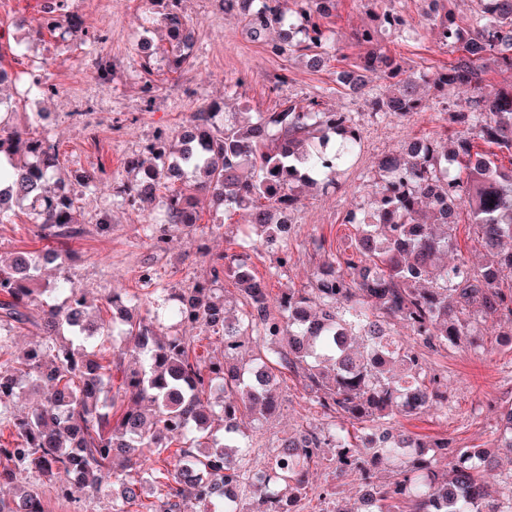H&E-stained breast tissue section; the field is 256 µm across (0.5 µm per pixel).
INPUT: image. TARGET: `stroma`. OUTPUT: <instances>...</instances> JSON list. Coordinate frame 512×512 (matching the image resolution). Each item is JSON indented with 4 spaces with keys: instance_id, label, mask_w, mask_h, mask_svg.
Wrapping results in <instances>:
<instances>
[{
    "instance_id": "stroma-1",
    "label": "stroma",
    "mask_w": 512,
    "mask_h": 512,
    "mask_svg": "<svg viewBox=\"0 0 512 512\" xmlns=\"http://www.w3.org/2000/svg\"><path fill=\"white\" fill-rule=\"evenodd\" d=\"M42 0H0V64L16 70L11 50L23 45L28 58L41 62L43 72L59 87L58 100H27L20 90L7 88L16 103L19 122L29 121L36 112L58 113V125L52 132L65 159L67 169L81 173L103 169L104 179L83 201L85 220L95 223L107 215L112 231L102 236L90 233L69 243L68 272L94 300L98 321L107 323L111 312L106 304L113 290L141 293L139 275L151 269L160 288H190L209 273L212 256L237 252L246 217L234 213L225 217L209 199L198 197L199 220L193 229L170 228L164 249L153 248L146 238L142 214L127 207L122 189L127 181L126 162L140 153L157 128L177 133L191 112L211 103L222 111L251 109L263 112L279 102L317 98L329 108L353 113L363 136L360 154L336 179L338 192L304 194L293 214L294 231L288 240V263L280 265L277 253L257 248L249 253L253 273L267 285L270 299L281 289L308 288L313 274L323 261L315 241L325 249L340 251L351 243L353 225L347 214L357 206L369 205L375 191L377 162L395 152L411 137L439 138L446 122L439 107L405 118L372 113L371 94L384 92L386 84L377 80L370 95L349 93L336 82V73L357 61L360 50L350 40L352 28L369 20L373 0H340L333 19L336 41L326 65L311 71L298 59L272 55L267 46L252 41L240 16L223 12L214 0H182V8L193 23L194 63L172 73L167 61H158L152 76H145L136 64L135 44L147 6L144 0H74L83 21L104 13L106 24L96 29L103 42L97 56L87 47L71 43L60 50L54 41L43 44L25 42L22 20L37 17ZM409 23L418 29L414 41L391 39L388 53L400 60L408 74L432 66L447 64L449 48L442 46L423 15L421 0H395ZM112 68L111 80L100 84L96 59ZM152 81V101H145L142 87ZM26 215L13 223L0 224V256L44 248L34 236ZM512 323L488 319L479 321V346L441 348L425 351L424 368L444 379L448 385V405L440 410L401 419L399 427L409 434L448 437L459 448L487 444L497 427L495 406L512 402V348L503 346L502 335ZM282 406L275 417L253 432L260 456H269L271 448L302 426L314 422L313 407L294 373L284 372ZM327 484L335 485L341 499H355L358 483L353 478H336L325 466L312 468L307 493L300 505L303 512H324L326 505L318 497Z\"/></svg>"
}]
</instances>
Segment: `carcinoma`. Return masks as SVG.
Returning a JSON list of instances; mask_svg holds the SVG:
<instances>
[{"label":"carcinoma","instance_id":"1","mask_svg":"<svg viewBox=\"0 0 512 512\" xmlns=\"http://www.w3.org/2000/svg\"><path fill=\"white\" fill-rule=\"evenodd\" d=\"M147 15L148 35L166 32L170 70L192 64L193 32L182 0ZM238 9L255 40L274 27L278 55L296 54L317 68L335 41L329 26L340 0H256ZM429 19L439 42L457 53L448 64L404 75L383 42L415 40L418 32L394 7L372 14L353 40L364 48L359 61L339 73V83L358 93L374 80L389 82L371 99L373 113L407 116L430 107L432 88L447 106L451 139L418 140L378 164L373 206L356 223L357 233L339 255L314 272L312 287L285 288L271 311L267 288L249 271L247 254L219 255L209 277L192 288H155L144 296L112 292L109 305L120 324L95 322L96 334L75 325L89 321V299L67 271L69 252L22 251L0 258V330L32 327L41 340L19 354L0 333V424L14 431L0 444V512L42 506L37 485L15 484L23 475L55 479L68 496L78 482L88 498L112 489V512H244L254 497L261 512H297L310 469L323 462L339 477L353 476L370 493L367 512H512V486L492 498L486 476L500 455L512 459V403L500 410L493 449L457 448L447 438L426 440L397 433L399 419L448 405V386L426 372L415 345L398 342L390 320L406 323L416 345L428 349L477 342L473 319L506 317L512 322V82L487 96L490 71L512 73V0H473L468 25L437 0ZM33 33L65 44L91 34L68 0L44 5ZM471 93L467 105L452 96ZM217 104L192 113L184 136L159 138L148 158L127 161L126 194H141L148 212L147 237L166 239L169 228L197 224L194 192L211 195L224 212L249 213L265 245L288 261V241L278 236L285 212L309 183L327 193L332 174L357 156L362 136L350 113L315 98L289 100L280 109L245 121ZM13 104L0 102V224L22 212L34 235L64 244L85 232L76 182L99 183L97 174L62 176L58 145L33 120L13 121ZM509 155V165L479 143ZM190 180L174 187V180ZM165 188L168 193L160 196ZM466 210L489 260L475 266L461 259L440 263L457 248L453 235ZM58 263L59 280L43 281L44 262ZM239 286L240 302L224 296L223 281ZM184 324L220 337L223 354L206 358L199 339L168 334L160 325ZM119 344L117 359L103 364L106 343ZM136 361L126 368L125 357ZM301 378L309 401L328 422L308 425L281 440L265 462L255 459L245 420L261 423L279 411V369ZM42 394L31 413H17L24 391ZM119 410H114L116 402ZM453 456L440 470L435 454ZM156 493L145 504L146 487Z\"/></svg>","mask_w":512,"mask_h":512}]
</instances>
